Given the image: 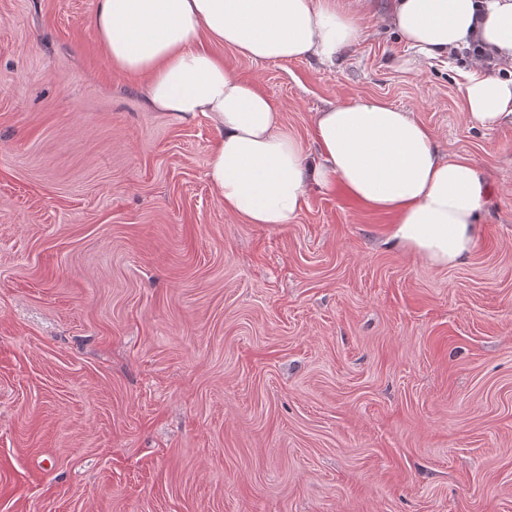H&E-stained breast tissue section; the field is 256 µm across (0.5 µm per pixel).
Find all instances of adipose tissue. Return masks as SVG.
Listing matches in <instances>:
<instances>
[{
    "label": "adipose tissue",
    "instance_id": "adipose-tissue-1",
    "mask_svg": "<svg viewBox=\"0 0 512 512\" xmlns=\"http://www.w3.org/2000/svg\"><path fill=\"white\" fill-rule=\"evenodd\" d=\"M374 0H96L97 37L117 70L145 78L148 105L173 121L206 119L217 133L207 177L225 211L246 224L293 223L312 188L336 186L393 215L388 245L431 265L471 252L488 188L468 158L439 153L412 113L376 98L315 114L309 156L254 83L225 69L209 44L253 61L311 55L334 62L360 40ZM386 17L422 58H446L479 32L512 66V0H388ZM467 121H512V78L475 67L464 86Z\"/></svg>",
    "mask_w": 512,
    "mask_h": 512
}]
</instances>
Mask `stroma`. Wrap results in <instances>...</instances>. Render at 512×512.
Instances as JSON below:
<instances>
[{
	"label": "stroma",
	"instance_id": "obj_1",
	"mask_svg": "<svg viewBox=\"0 0 512 512\" xmlns=\"http://www.w3.org/2000/svg\"><path fill=\"white\" fill-rule=\"evenodd\" d=\"M94 13L0 0V512H512V123H468L383 0L332 66L215 47L306 153L375 97L489 190L448 268L340 188L244 224L215 130L150 108Z\"/></svg>",
	"mask_w": 512,
	"mask_h": 512
}]
</instances>
